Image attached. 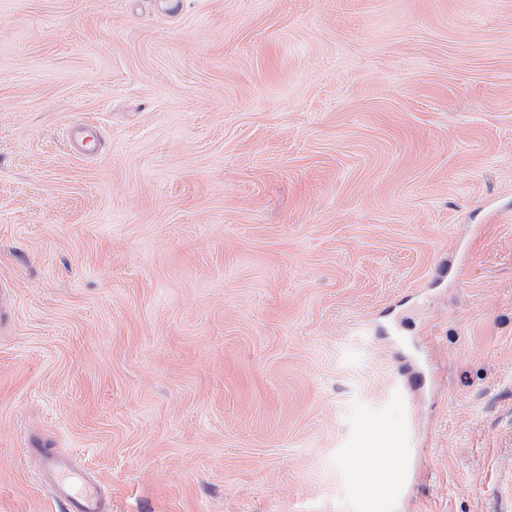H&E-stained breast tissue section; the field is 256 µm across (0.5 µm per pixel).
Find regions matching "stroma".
<instances>
[{
  "mask_svg": "<svg viewBox=\"0 0 512 512\" xmlns=\"http://www.w3.org/2000/svg\"><path fill=\"white\" fill-rule=\"evenodd\" d=\"M1 284L0 512H512V0H0ZM40 457L39 471L64 512H112V498L105 497L100 485L74 471L67 456L35 450ZM367 448H363L357 457V471L361 479L365 481L368 488L375 492H382L385 489L386 478L398 470L389 462H381L377 465L366 461ZM358 487L362 495L359 500V508L362 512H393L397 503L408 493V485L403 479L394 481L388 492L383 496L366 495L362 493L359 484Z\"/></svg>",
  "mask_w": 512,
  "mask_h": 512,
  "instance_id": "stroma-1",
  "label": "stroma"
}]
</instances>
